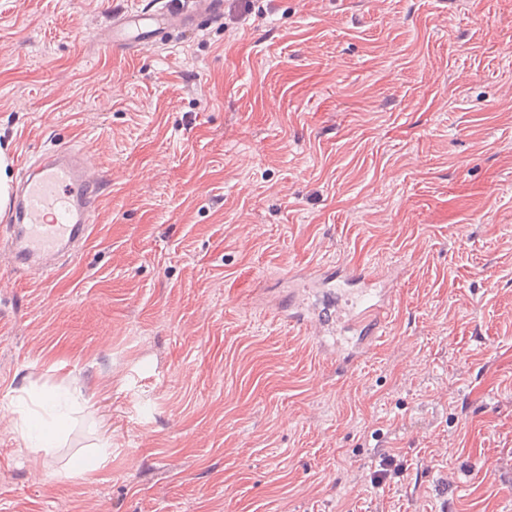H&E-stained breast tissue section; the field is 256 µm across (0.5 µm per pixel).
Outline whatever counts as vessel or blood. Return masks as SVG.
<instances>
[{"label": "vessel or blood", "instance_id": "1", "mask_svg": "<svg viewBox=\"0 0 512 512\" xmlns=\"http://www.w3.org/2000/svg\"><path fill=\"white\" fill-rule=\"evenodd\" d=\"M224 0H164L162 5L113 15L107 37L112 49L138 53L169 36L217 22ZM10 205L0 215V236L14 271L38 278L62 269L81 253L100 206V178L88 170L80 149L48 147L24 163ZM305 287L323 299L290 307L288 321L311 326L316 336H352L337 348L336 364L347 370L372 350V340L388 321L396 277L377 269L348 265L318 267L301 273Z\"/></svg>", "mask_w": 512, "mask_h": 512}]
</instances>
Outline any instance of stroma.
Here are the masks:
<instances>
[{"mask_svg": "<svg viewBox=\"0 0 512 512\" xmlns=\"http://www.w3.org/2000/svg\"><path fill=\"white\" fill-rule=\"evenodd\" d=\"M151 3L0 0L9 175L72 141L104 179L78 258L0 260V512H512V0H225L104 48ZM337 263L404 271L345 373L284 315ZM158 3L163 4L112 14L107 33L109 40L105 46L122 52L138 53L173 34L218 22L224 13L223 0ZM30 419L31 415L27 412H23L20 416L21 439L25 447L46 449L45 447H49V441L43 432H36L32 429L29 425Z\"/></svg>", "mask_w": 512, "mask_h": 512, "instance_id": "stroma-1", "label": "stroma"}]
</instances>
